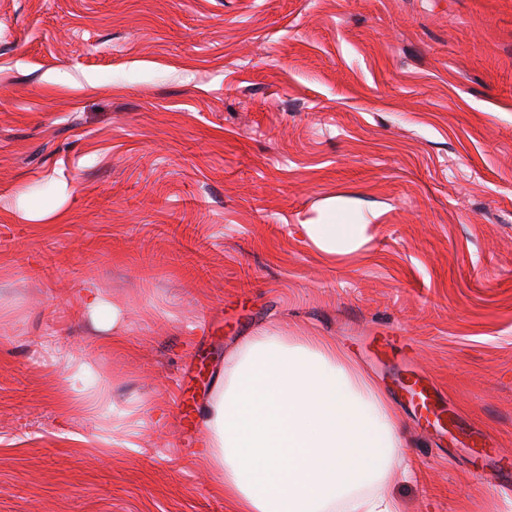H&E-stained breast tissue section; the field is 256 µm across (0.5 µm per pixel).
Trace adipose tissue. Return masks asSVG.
I'll return each instance as SVG.
<instances>
[{"label":"adipose tissue","instance_id":"obj_1","mask_svg":"<svg viewBox=\"0 0 512 512\" xmlns=\"http://www.w3.org/2000/svg\"><path fill=\"white\" fill-rule=\"evenodd\" d=\"M327 201L304 232L323 255L360 251L367 224L337 223ZM84 313L109 311V342L125 340L124 308L98 288L80 296ZM223 384L201 413V452L231 512H401L383 494L395 461L416 475L403 420L336 340L257 329L224 362Z\"/></svg>","mask_w":512,"mask_h":512}]
</instances>
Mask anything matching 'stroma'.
Segmentation results:
<instances>
[{
  "label": "stroma",
  "mask_w": 512,
  "mask_h": 512,
  "mask_svg": "<svg viewBox=\"0 0 512 512\" xmlns=\"http://www.w3.org/2000/svg\"><path fill=\"white\" fill-rule=\"evenodd\" d=\"M23 193L64 223L27 224ZM330 198L366 251L307 239ZM89 284L125 346L80 313ZM1 304L0 512H230L198 418L276 321L401 414L404 512H512L470 438L512 455V0H0ZM389 331L409 347L368 345ZM55 341L140 406L135 449L61 412ZM409 365L460 427L418 422ZM80 306L84 313L92 317H97L103 310H108L110 319L105 329L112 327V336H106L108 343L120 346L125 341L124 332V308L119 302H110V300L99 290L90 285L82 292L80 296Z\"/></svg>",
  "instance_id": "obj_1"
}]
</instances>
